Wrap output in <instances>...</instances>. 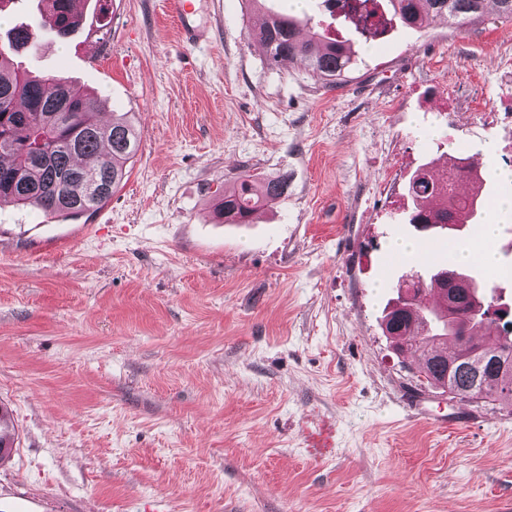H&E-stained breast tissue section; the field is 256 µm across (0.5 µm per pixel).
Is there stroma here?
Instances as JSON below:
<instances>
[{
    "label": "stroma",
    "instance_id": "35a3bbf8",
    "mask_svg": "<svg viewBox=\"0 0 512 512\" xmlns=\"http://www.w3.org/2000/svg\"><path fill=\"white\" fill-rule=\"evenodd\" d=\"M42 25L37 0L0 13L39 36L34 72L97 93L140 138L100 209L76 218L0 203V405L15 442L0 512H512V402L451 398L381 328L406 275L447 247L381 258L423 164L491 155L512 169L500 78L512 21L398 29L331 87L276 67L247 36V0H202L210 43L182 47L164 0H110L101 26ZM288 198L227 224L239 173ZM512 307V213L488 211ZM480 224L460 228L474 241ZM457 425L418 419L415 403ZM329 445L316 447L319 436Z\"/></svg>",
    "mask_w": 512,
    "mask_h": 512
}]
</instances>
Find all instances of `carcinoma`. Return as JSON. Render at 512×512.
Listing matches in <instances>:
<instances>
[{
  "mask_svg": "<svg viewBox=\"0 0 512 512\" xmlns=\"http://www.w3.org/2000/svg\"><path fill=\"white\" fill-rule=\"evenodd\" d=\"M267 0H249L247 35L266 48L270 64L300 58L316 76L328 84L345 81L354 58L343 42L315 31L302 34L312 19H301L288 9L274 10ZM53 19V31L60 37L75 33L82 22L73 9V0H38ZM487 0H343L346 14L358 19L357 29L364 43L380 42L384 31L405 28L422 31L436 20L456 30L480 21ZM34 35L27 26H17L8 35L7 51H0V200H12L34 207L48 215L78 216L104 206L126 175V163L139 147L134 126L121 118L104 122L102 106L94 96L74 93L68 84L54 76L36 75L16 62L18 47ZM62 86L66 108L54 99ZM50 136L41 160L28 156L26 147L36 132ZM407 194L412 207L406 222L427 236L450 225L468 223L481 212L474 198L448 190V182L430 175L427 168L415 171ZM288 198L285 176L258 177L241 173L232 185L216 197V212L226 224H247L255 211L269 201ZM448 277L440 269L423 280L414 276L410 283L418 292L412 300L398 298L385 314L383 330L400 350L417 355L420 372L432 386L447 376L461 399L469 397L475 378L466 360L474 345L489 352L512 356V321L504 333L483 337L487 326L497 322L482 311L483 293L488 280L473 281L460 276L455 290V319L440 301L432 306L423 297L435 290V283ZM485 398L512 397V374L486 373ZM7 411L0 408V459L12 448Z\"/></svg>",
  "mask_w": 512,
  "mask_h": 512,
  "instance_id": "carcinoma-1",
  "label": "carcinoma"
}]
</instances>
